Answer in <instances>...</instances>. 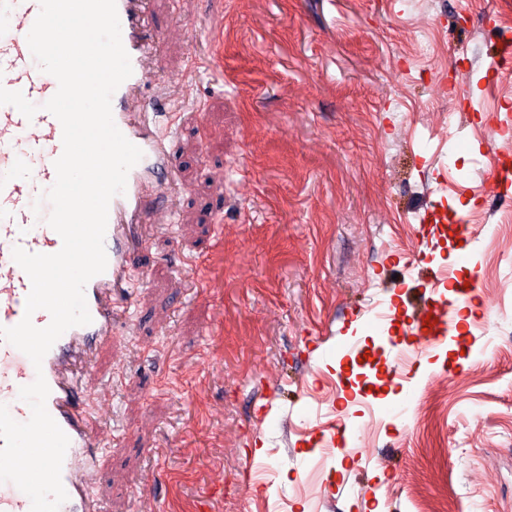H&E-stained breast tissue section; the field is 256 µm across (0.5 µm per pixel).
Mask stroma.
<instances>
[{
	"label": "stroma",
	"instance_id": "35a3bbf8",
	"mask_svg": "<svg viewBox=\"0 0 512 512\" xmlns=\"http://www.w3.org/2000/svg\"><path fill=\"white\" fill-rule=\"evenodd\" d=\"M147 21L162 42L142 97L174 99L180 190L143 231L133 329L81 375L112 403L101 512H512V224L479 151L512 160V68H479L512 12L151 0ZM452 64L471 110L442 92ZM429 202L446 217L426 247ZM460 217L475 264L457 279L478 288L459 343L428 346L405 329L429 269L457 263ZM397 359L407 379L378 394L349 379ZM338 421L354 457L321 441Z\"/></svg>",
	"mask_w": 512,
	"mask_h": 512
}]
</instances>
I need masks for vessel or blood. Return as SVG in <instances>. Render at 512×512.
I'll use <instances>...</instances> for the list:
<instances>
[{"instance_id":"vessel-or-blood-1","label":"vessel or blood","mask_w":512,"mask_h":512,"mask_svg":"<svg viewBox=\"0 0 512 512\" xmlns=\"http://www.w3.org/2000/svg\"><path fill=\"white\" fill-rule=\"evenodd\" d=\"M144 0H116L122 44L129 55L132 74L112 97L117 128L143 156L129 171L124 194L112 198L105 233L107 267L85 287L90 324L64 332L34 367L22 351L0 339V404L19 422L31 416L30 406L19 397L21 387L44 376L49 395L46 409L69 438L61 471L68 494L59 512H99L91 487L94 461L102 437L94 430L95 417L86 410L87 395L78 382L81 370L91 364L99 344L111 341L113 329L126 319L132 306L131 272L143 251L142 228L168 200L174 171L166 141L159 136L161 117L169 104L139 102L142 88L156 75L159 37L150 36L143 15ZM40 11L39 0H0V326L18 324L25 313L31 282L14 261L12 251L54 254L62 239L46 222L49 204L39 198L56 180L54 162L62 153V125L44 105L56 93L55 77L42 71L27 42ZM445 270L433 273V291L425 296L431 321L417 320L407 334L427 343H442L457 329L461 304L469 300L461 291L458 303L444 305L435 291L447 287ZM0 512H31V501L16 485L0 483Z\"/></svg>"}]
</instances>
